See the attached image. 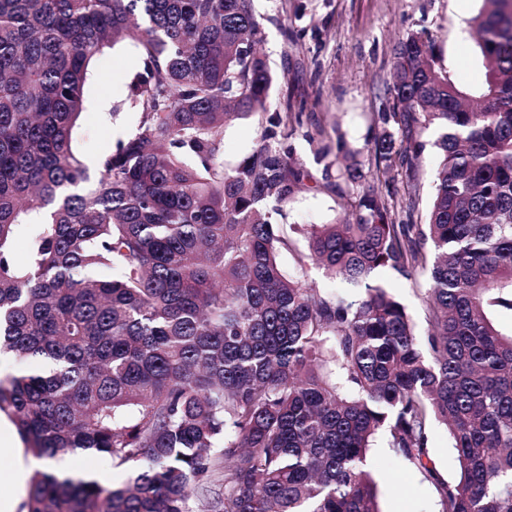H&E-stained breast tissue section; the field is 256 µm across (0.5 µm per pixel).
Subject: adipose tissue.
I'll use <instances>...</instances> for the list:
<instances>
[{
  "mask_svg": "<svg viewBox=\"0 0 512 512\" xmlns=\"http://www.w3.org/2000/svg\"><path fill=\"white\" fill-rule=\"evenodd\" d=\"M0 446L12 451L8 462L0 464V512H19L27 494L30 472L44 467L45 462L25 454L15 427L1 414Z\"/></svg>",
  "mask_w": 512,
  "mask_h": 512,
  "instance_id": "1",
  "label": "adipose tissue"
}]
</instances>
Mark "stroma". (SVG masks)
<instances>
[{"instance_id":"obj_1","label":"stroma","mask_w":512,"mask_h":512,"mask_svg":"<svg viewBox=\"0 0 512 512\" xmlns=\"http://www.w3.org/2000/svg\"><path fill=\"white\" fill-rule=\"evenodd\" d=\"M484 0H253L264 20L261 50L276 75L268 114L306 102V118L292 137L294 155L312 177L310 188L288 207L287 221L296 226L295 251H281L286 275H297L296 251L305 250L304 229L328 224L351 211L363 192L381 196L397 221H427L432 195L430 170L436 160V129L421 135L424 152L418 165L392 157L389 171L376 167L371 143L382 130L398 132L388 87L395 49L407 33L426 30L437 64L470 99L486 84V69L476 43L475 19ZM136 70L129 46L106 50L90 65L86 108L72 132V147L90 168L117 140L137 128L135 112L113 114L127 93ZM331 149L334 162L324 170L314 157V142ZM355 153L366 175L348 188L342 161ZM381 282L403 304L418 335L428 329L423 298L427 273L406 279L384 274ZM377 487L381 512H442L440 496L420 470L393 463L384 439H377L367 458Z\"/></svg>"}]
</instances>
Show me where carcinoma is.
I'll return each mask as SVG.
<instances>
[{
	"mask_svg": "<svg viewBox=\"0 0 512 512\" xmlns=\"http://www.w3.org/2000/svg\"><path fill=\"white\" fill-rule=\"evenodd\" d=\"M251 2L0 0V353L29 364L0 378V413L37 458L131 470L121 487L38 470L26 512H381L379 432L443 512H512V0H485L471 105L426 31L396 47L402 136L375 152L418 160L438 128L428 222L366 193L307 229L294 277L278 253L306 189L289 143L305 105L224 163V130L263 116L274 83ZM120 43L137 69L113 113L139 123L92 171L72 131L91 61ZM310 262L346 288L311 287ZM420 270L423 346L377 279ZM436 423L454 482L429 465ZM68 459L70 471L74 473L83 472L86 466L102 465L106 467L110 472L112 483L115 485L123 484L129 474L126 468L112 466V461L108 457L93 450L78 451Z\"/></svg>",
	"mask_w": 512,
	"mask_h": 512,
	"instance_id": "obj_1",
	"label": "carcinoma"
}]
</instances>
